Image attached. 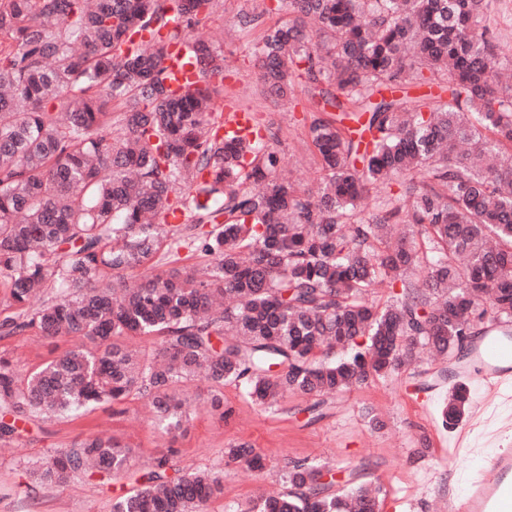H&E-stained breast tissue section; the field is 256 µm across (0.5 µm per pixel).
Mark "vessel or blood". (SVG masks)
<instances>
[{"mask_svg":"<svg viewBox=\"0 0 512 512\" xmlns=\"http://www.w3.org/2000/svg\"><path fill=\"white\" fill-rule=\"evenodd\" d=\"M183 59V54L173 49L165 60L167 85L177 92L204 76L203 70L184 64ZM477 346L473 360L481 381L496 386L512 375V336L503 334L499 325L487 326ZM458 512H512V448L501 449L488 460L485 473L471 484Z\"/></svg>","mask_w":512,"mask_h":512,"instance_id":"vessel-or-blood-1","label":"vessel or blood"}]
</instances>
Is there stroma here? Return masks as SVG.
<instances>
[{
	"instance_id": "1",
	"label": "stroma",
	"mask_w": 512,
	"mask_h": 512,
	"mask_svg": "<svg viewBox=\"0 0 512 512\" xmlns=\"http://www.w3.org/2000/svg\"><path fill=\"white\" fill-rule=\"evenodd\" d=\"M287 20L276 0H219L207 25L194 35L214 41L224 56V81L216 95L224 111H242L252 122L274 125L278 150L293 178L306 186L318 173L304 144V86L295 83L287 98L271 102L251 57L262 29ZM78 343L75 337L43 339L30 332L0 339V356L25 375ZM458 384L467 387L469 405L457 424L442 426L440 410ZM187 388L194 395L187 420L171 433L161 430L148 403L135 397L118 413L102 404L23 423L21 443L0 445V512H112L113 501L135 488L134 478L103 483L95 476L80 477L56 486L34 483L27 473L29 463L51 450L101 431L134 449L135 470L150 464L158 449L170 448L179 467L223 472V491L209 512H243L257 485L275 484L285 463L304 459L333 467L341 481L353 472L381 484L379 512H435L440 505L456 512L469 481L488 459L499 448H512V376L490 388L465 361L453 359L442 368L430 364L422 350L399 373L326 396V415L318 421L310 418L308 396L291 395L278 409L266 410L242 388L228 385L224 404L232 413L224 418L200 400L203 384L191 381ZM373 415L380 426L370 424ZM244 441L262 456L263 472L225 457V448Z\"/></svg>"
}]
</instances>
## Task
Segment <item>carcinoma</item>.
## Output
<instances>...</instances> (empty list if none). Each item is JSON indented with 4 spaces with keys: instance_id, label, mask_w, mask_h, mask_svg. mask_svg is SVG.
Wrapping results in <instances>:
<instances>
[{
    "instance_id": "cac0c4a2",
    "label": "carcinoma",
    "mask_w": 512,
    "mask_h": 512,
    "mask_svg": "<svg viewBox=\"0 0 512 512\" xmlns=\"http://www.w3.org/2000/svg\"><path fill=\"white\" fill-rule=\"evenodd\" d=\"M491 2L278 0L291 19L252 54L273 96L306 79L320 175L304 189L259 132L220 134L224 58L191 35L216 0H0V288L16 309L0 336L80 339L24 378L0 357V442L20 420L131 396L177 430L193 377L215 411L227 384L273 409L385 378L419 347L462 356L486 316L512 333V86L490 66ZM172 42L206 74L178 94ZM182 245L212 261L157 271ZM131 336L156 338V356ZM468 401L455 387L442 425ZM224 456L265 468L246 442ZM133 458L91 435L29 475L122 479ZM329 472L293 461L244 512H379L381 488L352 475L335 489ZM141 479L112 512H208L223 487L167 455Z\"/></svg>"
}]
</instances>
